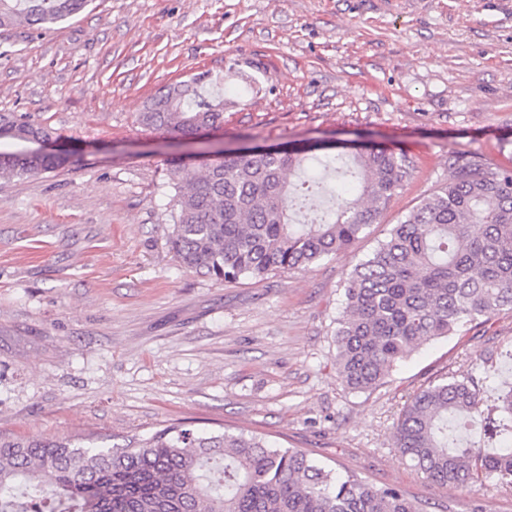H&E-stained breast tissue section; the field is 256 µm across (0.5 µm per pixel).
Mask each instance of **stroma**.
Here are the masks:
<instances>
[{
    "label": "stroma",
    "mask_w": 512,
    "mask_h": 512,
    "mask_svg": "<svg viewBox=\"0 0 512 512\" xmlns=\"http://www.w3.org/2000/svg\"><path fill=\"white\" fill-rule=\"evenodd\" d=\"M208 73L224 129L139 125L159 89ZM56 132L64 166L0 182V435L127 447L170 423L245 431L429 512H512V487L437 486L395 448L410 396L512 353V310L423 346L388 383L336 380L352 269L473 153L512 168V0H92L0 28V113ZM315 142L401 150L411 177L348 250L264 280L181 267L172 162Z\"/></svg>",
    "instance_id": "obj_1"
}]
</instances>
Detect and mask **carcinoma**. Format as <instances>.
<instances>
[{
  "label": "carcinoma",
  "mask_w": 512,
  "mask_h": 512,
  "mask_svg": "<svg viewBox=\"0 0 512 512\" xmlns=\"http://www.w3.org/2000/svg\"><path fill=\"white\" fill-rule=\"evenodd\" d=\"M90 0H0V28H47L84 11ZM206 74L166 86L138 113L148 129L197 137L224 126L221 104L200 92ZM49 128L0 113V180L33 176L68 160L30 156L31 138ZM325 149L296 153L244 149L222 160L174 166V224L168 243L181 266L216 282L300 270L352 246L377 223L411 175L402 153L382 145L332 164L348 188L336 208L309 224L291 222L290 203L322 187L290 175ZM448 182L423 198L355 266L337 319L336 377L351 392L386 382L419 344L512 309V169L466 152L448 159ZM500 369L444 377L419 390L397 420L403 457L437 485L462 488L495 479L512 486V389L484 401ZM0 512H426L395 486L338 475L305 452L277 448L244 432L206 436L166 426L127 448L68 440L0 436Z\"/></svg>",
  "instance_id": "carcinoma-1"
}]
</instances>
